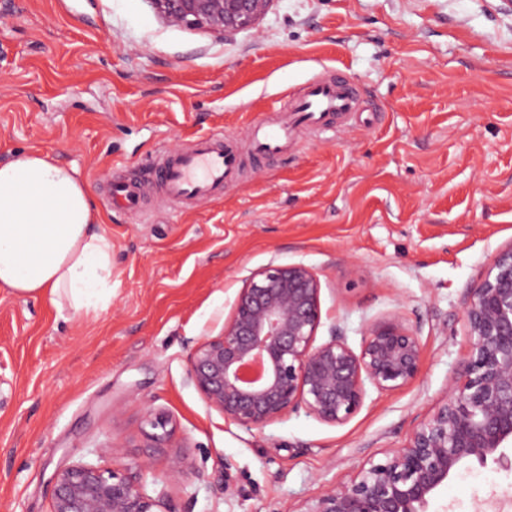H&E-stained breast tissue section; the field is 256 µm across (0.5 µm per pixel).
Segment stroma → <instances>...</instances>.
I'll use <instances>...</instances> for the list:
<instances>
[{
    "label": "stroma",
    "mask_w": 512,
    "mask_h": 512,
    "mask_svg": "<svg viewBox=\"0 0 512 512\" xmlns=\"http://www.w3.org/2000/svg\"><path fill=\"white\" fill-rule=\"evenodd\" d=\"M499 0H275L224 40L165 24L149 0H0V161L28 151L75 166L112 239V299L96 313L0 288V512H50V477L106 447L145 467L170 512H298L403 446L468 352L462 317L512 243V15ZM341 74L363 109L334 134L303 126L248 157L306 82ZM214 137L246 155L223 193L109 205L104 174ZM301 263L321 282L318 341L359 348L396 314L417 327L420 372L369 390L346 423L289 412L262 431L225 421L187 379L248 277ZM171 438L149 447L148 412ZM182 458L191 476L168 471ZM512 512V471L461 467L431 512Z\"/></svg>",
    "instance_id": "35a3bbf8"
}]
</instances>
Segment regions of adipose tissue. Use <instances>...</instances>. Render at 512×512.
<instances>
[{"instance_id": "obj_1", "label": "adipose tissue", "mask_w": 512, "mask_h": 512, "mask_svg": "<svg viewBox=\"0 0 512 512\" xmlns=\"http://www.w3.org/2000/svg\"><path fill=\"white\" fill-rule=\"evenodd\" d=\"M77 169L33 151L0 162V288L77 313L112 294V240Z\"/></svg>"}]
</instances>
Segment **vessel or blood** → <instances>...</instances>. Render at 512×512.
Returning a JSON list of instances; mask_svg holds the SVG:
<instances>
[{
    "label": "vessel or blood",
    "instance_id": "vessel-or-blood-1",
    "mask_svg": "<svg viewBox=\"0 0 512 512\" xmlns=\"http://www.w3.org/2000/svg\"><path fill=\"white\" fill-rule=\"evenodd\" d=\"M357 106L356 89L346 78L314 81L291 101L285 121L257 126L250 142L251 151L258 158L277 154L287 147L295 128L320 125L326 116L353 112ZM239 167L240 156L235 149L200 139L193 147L154 166L153 173L164 196L178 203L223 192L225 182L233 179ZM108 185L112 202L133 211L141 208L136 186L116 179L109 180Z\"/></svg>",
    "mask_w": 512,
    "mask_h": 512
}]
</instances>
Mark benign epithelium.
Returning <instances> with one entry per match:
<instances>
[{"label":"benign epithelium","instance_id":"benign-epithelium-1","mask_svg":"<svg viewBox=\"0 0 512 512\" xmlns=\"http://www.w3.org/2000/svg\"><path fill=\"white\" fill-rule=\"evenodd\" d=\"M175 27L221 39L255 27L275 0H148ZM321 285L301 263L269 264L238 293L222 332L195 345L187 379L209 407L249 431L263 430L289 411L329 425L347 423L367 387L394 392L422 366L416 329L396 315L368 325L359 350L332 330L316 343ZM469 353L448 379L445 396L407 442L358 475L331 484L298 512H429L438 492L462 465L493 463L512 470V243L499 251L465 300ZM145 436L161 448L168 420H147ZM113 458L110 468L80 462L56 470L51 512H169L162 495H149L141 473Z\"/></svg>","mask_w":512,"mask_h":512}]
</instances>
